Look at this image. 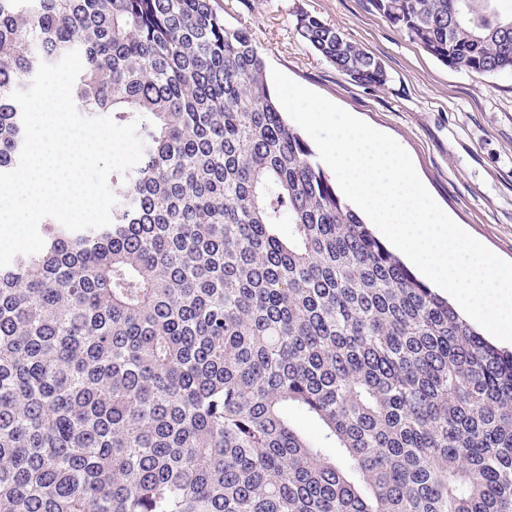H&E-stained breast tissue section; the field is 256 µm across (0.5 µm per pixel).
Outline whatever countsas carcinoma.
Segmentation results:
<instances>
[{
  "instance_id": "obj_1",
  "label": "carcinoma",
  "mask_w": 512,
  "mask_h": 512,
  "mask_svg": "<svg viewBox=\"0 0 512 512\" xmlns=\"http://www.w3.org/2000/svg\"><path fill=\"white\" fill-rule=\"evenodd\" d=\"M490 2L371 0L449 68L512 71ZM294 26L386 84L318 16ZM71 50L77 110L139 120L144 153L110 225L48 218L0 267V512H512V351L336 192L250 33L215 0H0V172L10 94ZM362 214V213H361ZM364 219L366 220V222L368 224L371 225L372 229L374 230L375 234L387 245V247L397 256L399 257L405 264L406 266L415 274V276L420 279L421 281H423L424 283H426L427 285H429L431 288H433L436 292H438L439 294H441L442 296L444 297H447L448 298V302L451 303L456 309L457 311L463 315L467 320H469L473 325L474 327L477 329V331L479 333H481L486 339H488L489 341L493 342L494 344L500 346V347H504V348H507V349H512V342H506V341H501L499 339H497L496 337L492 336L489 332H487L484 328H481L480 326L476 325L472 319L462 310V308L459 306V304L455 301L454 298L452 297H448V294L444 291H442L441 289L439 288H435L431 282L418 270V268H416L415 266L409 264L405 258L403 257V255L397 250L395 249L392 244L385 238V236L381 233V231L372 223V221L364 214H362Z\"/></svg>"
}]
</instances>
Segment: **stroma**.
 <instances>
[{"label": "stroma", "mask_w": 512, "mask_h": 512, "mask_svg": "<svg viewBox=\"0 0 512 512\" xmlns=\"http://www.w3.org/2000/svg\"><path fill=\"white\" fill-rule=\"evenodd\" d=\"M226 23L247 28L267 68L326 97L393 137L448 215L500 258L512 261V72L457 71L422 50L369 0H216ZM304 10L338 28L385 66L389 80L365 86L304 44Z\"/></svg>", "instance_id": "stroma-1"}]
</instances>
